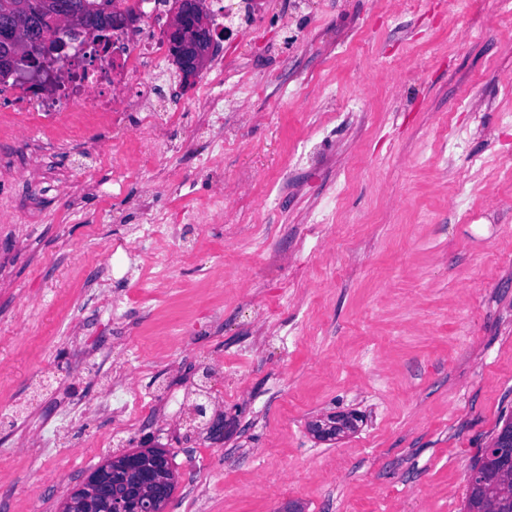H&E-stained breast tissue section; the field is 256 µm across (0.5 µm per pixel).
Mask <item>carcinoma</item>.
Masks as SVG:
<instances>
[{"label":"carcinoma","instance_id":"1","mask_svg":"<svg viewBox=\"0 0 512 512\" xmlns=\"http://www.w3.org/2000/svg\"><path fill=\"white\" fill-rule=\"evenodd\" d=\"M62 0H0V27L22 26L31 35L20 36L10 43L0 42V76L8 75V64L17 55L26 59L32 54L35 39L47 31V18L59 12ZM110 0H76V9L67 18L73 26L101 32L112 26ZM512 477L491 467L481 477L469 481V495L464 512H512Z\"/></svg>","mask_w":512,"mask_h":512}]
</instances>
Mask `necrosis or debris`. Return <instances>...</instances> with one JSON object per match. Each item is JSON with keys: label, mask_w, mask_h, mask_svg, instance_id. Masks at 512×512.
<instances>
[{"label": "necrosis or debris", "mask_w": 512, "mask_h": 512, "mask_svg": "<svg viewBox=\"0 0 512 512\" xmlns=\"http://www.w3.org/2000/svg\"><path fill=\"white\" fill-rule=\"evenodd\" d=\"M182 4L183 0H112L113 25L106 33L109 49L93 65L85 57L95 53L94 34L83 27L69 28L73 52L59 62L57 78L41 99H32L19 80L0 81V100L6 101L11 113L9 120L0 119V140L31 137L27 113L40 112L53 120L65 111L72 137L93 123L111 130L113 139L123 138L128 129L126 116L135 112L139 115L137 132L155 143L165 141L172 116L158 110L152 96L161 78L182 68L180 57L165 38L180 23ZM194 4L198 27L209 31L210 39L195 49L188 109L217 114L223 112L226 100H233V124L217 125L213 131V142L220 147L239 128L261 117L250 104L258 78L249 62L254 35L269 24L280 33L295 30L298 13L294 7L283 6L282 0H194ZM198 220L197 213L186 212L179 224ZM179 224L150 218L134 225L125 246L128 272L137 271L147 256L156 281L172 284ZM147 243L152 251L146 255L142 247ZM129 373L126 367L116 371L104 395L80 410L84 417L109 414L120 419V426L112 432L113 440L120 443L144 409L127 383Z\"/></svg>", "instance_id": "1"}]
</instances>
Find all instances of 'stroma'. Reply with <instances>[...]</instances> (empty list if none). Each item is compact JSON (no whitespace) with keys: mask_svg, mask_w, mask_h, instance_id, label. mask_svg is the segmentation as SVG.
Listing matches in <instances>:
<instances>
[{"mask_svg":"<svg viewBox=\"0 0 512 512\" xmlns=\"http://www.w3.org/2000/svg\"><path fill=\"white\" fill-rule=\"evenodd\" d=\"M253 102L266 122L225 142V181L250 173L237 206L240 238L220 224L182 226L188 260L176 285L154 269L126 275L109 258L102 307L95 254L147 215L177 223L207 212L209 120L181 110L154 170L174 184L154 196L146 176L112 187L111 169L58 133L0 143L34 155L27 179L0 200L27 237L0 236V512H62L69 493L123 450L166 451L175 489L166 512H462L468 474L512 419V0H310L294 36L267 31ZM287 76H280V62ZM389 70L397 90L360 79L358 62ZM223 265L224 281L200 267ZM271 313L273 334L249 324ZM112 329L72 343L71 319ZM132 363L149 399L207 384L200 429L155 406L125 448L112 419L69 421L60 399L95 400L84 355ZM243 378L235 393L224 373ZM354 412L355 431L318 439L312 422ZM40 438L42 454L26 446ZM89 443L74 456L69 448ZM38 485L30 496V485Z\"/></svg>","mask_w":512,"mask_h":512,"instance_id":"stroma-1","label":"stroma"}]
</instances>
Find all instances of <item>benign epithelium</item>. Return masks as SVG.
<instances>
[{"instance_id":"obj_1","label":"benign epithelium","mask_w":512,"mask_h":512,"mask_svg":"<svg viewBox=\"0 0 512 512\" xmlns=\"http://www.w3.org/2000/svg\"><path fill=\"white\" fill-rule=\"evenodd\" d=\"M65 48L61 40L51 46H43L38 41L26 65L15 67L13 71L32 92L38 93L51 84L50 62L56 55L63 56ZM488 459L499 460L501 470L507 472L512 469V448L504 449L497 436L493 444L484 449L481 461ZM124 468L126 479L116 482L91 472L70 498L69 512H165L170 498L167 460L132 453L126 457Z\"/></svg>"}]
</instances>
